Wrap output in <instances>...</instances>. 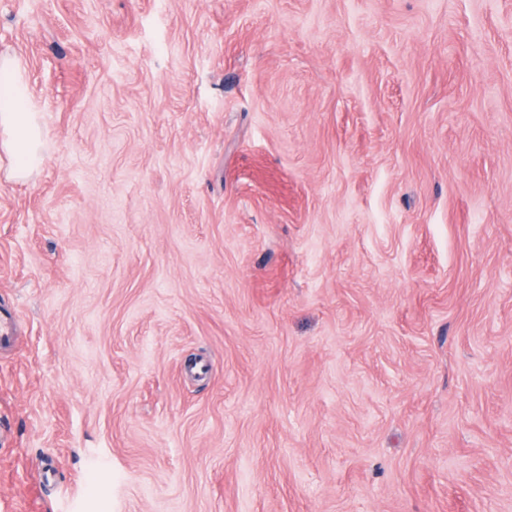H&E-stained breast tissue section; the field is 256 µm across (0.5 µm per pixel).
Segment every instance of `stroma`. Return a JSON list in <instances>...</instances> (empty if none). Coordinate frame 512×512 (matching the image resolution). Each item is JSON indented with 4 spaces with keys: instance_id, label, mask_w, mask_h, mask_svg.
I'll list each match as a JSON object with an SVG mask.
<instances>
[{
    "instance_id": "obj_1",
    "label": "stroma",
    "mask_w": 512,
    "mask_h": 512,
    "mask_svg": "<svg viewBox=\"0 0 512 512\" xmlns=\"http://www.w3.org/2000/svg\"><path fill=\"white\" fill-rule=\"evenodd\" d=\"M0 512H512V0H0ZM44 127L39 112L26 95L22 64L14 56H0V171L8 159L5 177L21 180L42 165Z\"/></svg>"
}]
</instances>
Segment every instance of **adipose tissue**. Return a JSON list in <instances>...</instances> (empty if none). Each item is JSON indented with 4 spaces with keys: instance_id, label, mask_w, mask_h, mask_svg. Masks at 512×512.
<instances>
[{
    "instance_id": "ef3b65f1",
    "label": "adipose tissue",
    "mask_w": 512,
    "mask_h": 512,
    "mask_svg": "<svg viewBox=\"0 0 512 512\" xmlns=\"http://www.w3.org/2000/svg\"><path fill=\"white\" fill-rule=\"evenodd\" d=\"M44 127L39 112L26 95L22 64L13 56H0V159L8 161L5 177L21 180L41 166Z\"/></svg>"
}]
</instances>
